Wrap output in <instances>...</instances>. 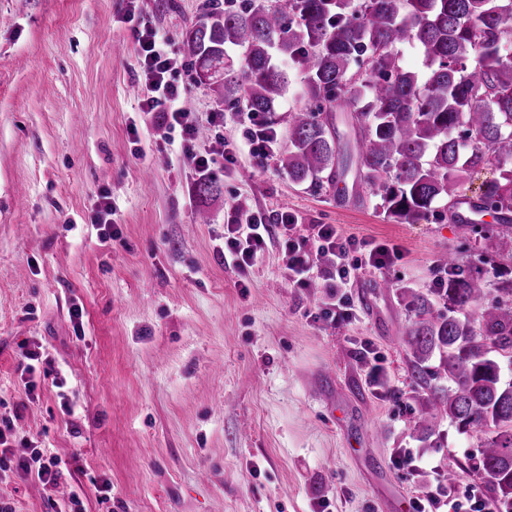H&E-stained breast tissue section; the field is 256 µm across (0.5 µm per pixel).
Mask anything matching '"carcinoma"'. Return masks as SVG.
I'll return each mask as SVG.
<instances>
[{"label":"carcinoma","mask_w":512,"mask_h":512,"mask_svg":"<svg viewBox=\"0 0 512 512\" xmlns=\"http://www.w3.org/2000/svg\"><path fill=\"white\" fill-rule=\"evenodd\" d=\"M512 0H205L180 35L192 80L225 104L273 124L288 91L277 58L305 72L310 107L288 113V146L277 165L315 189L354 171V182L378 198L397 224L429 215L448 218L461 235L491 245L486 273L499 276L498 296L484 302L486 280L465 275L457 258L437 260L441 287L403 292L416 320L406 331L411 373L427 389L416 419L422 431L444 416L458 430L484 435L479 470L489 497L512 512V278L498 258L512 259ZM417 43L428 71L404 67L399 48ZM239 52L230 59L227 50ZM331 112H346L352 151L338 144ZM496 173L479 187L476 215L497 226L461 224L460 197L476 174ZM215 180L195 183L206 200ZM439 357L448 387L428 384L426 363Z\"/></svg>","instance_id":"cac0c4a2"}]
</instances>
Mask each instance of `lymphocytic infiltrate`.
Segmentation results:
<instances>
[{
    "mask_svg": "<svg viewBox=\"0 0 512 512\" xmlns=\"http://www.w3.org/2000/svg\"><path fill=\"white\" fill-rule=\"evenodd\" d=\"M138 56L142 68L147 95L143 109L157 113L169 131L178 132L182 140L183 159L202 177L209 176L212 159L209 154L195 149L197 125L193 113L186 108V84L177 74L180 59L172 48L169 36L149 26L137 30ZM299 218L293 213H281L278 223L269 224L265 219L249 212L244 222L224 227V244L220 253L225 264L238 270L252 266L268 241L279 240L288 253L289 280L293 287L304 288L309 284L310 273L317 256L331 254L336 259L334 278L339 289L319 309V317L325 321L349 319L353 314L350 299L342 292L343 287L365 269H383L400 257L397 246H389L355 235H347L335 224L316 227L313 250L302 249L294 236ZM17 428L13 422L0 423V473L23 472L35 474L48 487L57 485L68 468L61 458L47 454L45 449L27 446L24 455H16L11 442Z\"/></svg>",
    "mask_w": 512,
    "mask_h": 512,
    "instance_id": "obj_1",
    "label": "lymphocytic infiltrate"
}]
</instances>
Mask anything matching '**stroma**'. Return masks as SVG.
Wrapping results in <instances>:
<instances>
[{"mask_svg": "<svg viewBox=\"0 0 512 512\" xmlns=\"http://www.w3.org/2000/svg\"><path fill=\"white\" fill-rule=\"evenodd\" d=\"M203 4L0 0V417L17 415L20 434L80 465L51 490L11 474L0 501L67 512L79 486L83 512H409L434 475L399 469L401 448L483 490L479 436L413 425L421 391L404 337L414 315L400 296L432 288L441 253L478 270L479 243L445 221L391 223L361 187L337 203L335 188L312 190L275 157L246 151L234 168L215 164L221 192L199 201L179 142L142 109L135 31L147 23L179 38ZM186 105L206 133L200 150L243 142L245 113L210 89L190 85ZM104 191L114 236L91 223ZM201 206L211 223H196ZM285 209L307 248L318 224L400 247L394 267L348 284L354 318L317 319L329 295L324 260L305 288L291 287L274 243L247 271L225 265V225L249 210L273 224ZM364 340L389 398L363 370ZM35 346L46 378L31 398L18 365Z\"/></svg>", "mask_w": 512, "mask_h": 512, "instance_id": "obj_1", "label": "stroma"}]
</instances>
